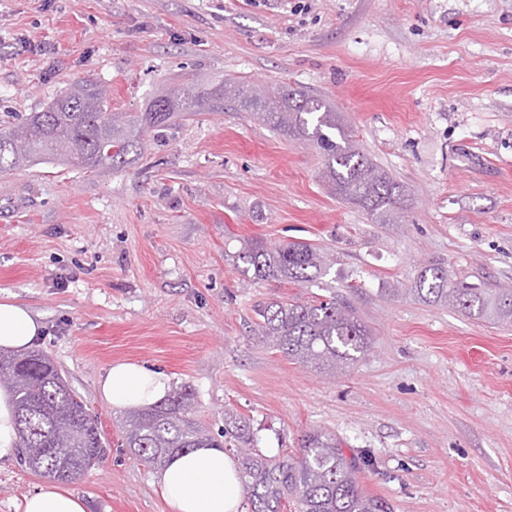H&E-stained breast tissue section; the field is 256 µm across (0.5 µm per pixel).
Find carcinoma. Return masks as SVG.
Listing matches in <instances>:
<instances>
[{
  "label": "carcinoma",
  "instance_id": "carcinoma-1",
  "mask_svg": "<svg viewBox=\"0 0 512 512\" xmlns=\"http://www.w3.org/2000/svg\"><path fill=\"white\" fill-rule=\"evenodd\" d=\"M230 102L255 112L270 127L315 145L323 155L332 193L365 210L377 224H394L405 190L358 150L339 113L323 98L281 86L272 94L250 83L221 80L191 83L162 92L141 112H114L107 91L83 78L31 112L18 124H0V175L36 161H58L94 170L120 167L144 150L145 134L205 109L224 111ZM241 274L255 282L315 281L325 272L322 256L306 242L268 246L253 239L237 253ZM411 291L431 303L449 305L470 316L512 323V289L478 287L456 280L441 263L426 266ZM255 331L291 361L319 371L357 361L369 331L344 300L298 302L272 300L255 309ZM0 375L12 394L18 445L29 469L61 482L83 476L87 460L105 455L97 420L86 410L52 359L43 352L0 354ZM194 393L184 386L166 400L137 408L126 418V447L142 461L164 467L170 457L194 448H255L249 421L224 415L214 436L194 417ZM49 448L69 449L61 465ZM247 512H385L384 504L360 488L356 460L342 442L322 431L309 432L296 452L274 456L252 453L241 460Z\"/></svg>",
  "mask_w": 512,
  "mask_h": 512
}]
</instances>
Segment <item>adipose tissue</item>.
Segmentation results:
<instances>
[{
  "label": "adipose tissue",
  "instance_id": "obj_1",
  "mask_svg": "<svg viewBox=\"0 0 512 512\" xmlns=\"http://www.w3.org/2000/svg\"><path fill=\"white\" fill-rule=\"evenodd\" d=\"M44 325L39 314L20 303L0 302V349L20 351L32 346ZM171 379L163 370L117 362L99 381L103 399L113 406H151L165 400ZM171 512H240L243 486L237 459L219 448H197L175 455L160 474ZM21 512H85L82 500L52 483L25 497Z\"/></svg>",
  "mask_w": 512,
  "mask_h": 512
}]
</instances>
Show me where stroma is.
<instances>
[{"mask_svg":"<svg viewBox=\"0 0 512 512\" xmlns=\"http://www.w3.org/2000/svg\"><path fill=\"white\" fill-rule=\"evenodd\" d=\"M90 73L116 112L188 80L322 97L407 209L374 223L331 194L311 143L230 106L148 134L119 169L0 176V301L40 315L36 350L106 442L68 485L85 512H170L99 393L124 361L190 386L211 431L249 418L265 454L335 434L391 512H512V325L410 291L432 263L512 288V0H0V121ZM256 238L313 244L326 275L248 281L233 255ZM334 296L370 332L336 373L251 331L260 302ZM44 482L1 464L0 512Z\"/></svg>","mask_w":512,"mask_h":512,"instance_id":"obj_1","label":"stroma"}]
</instances>
